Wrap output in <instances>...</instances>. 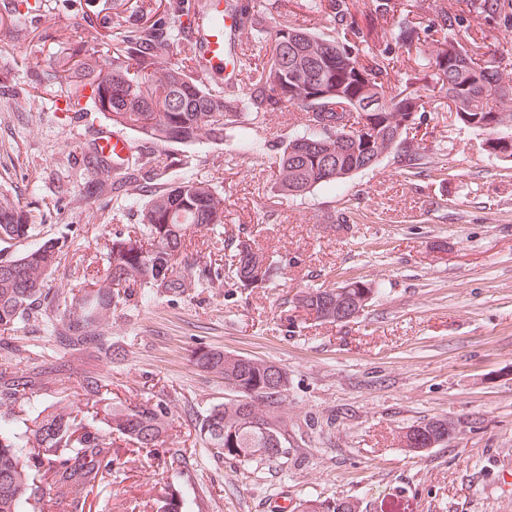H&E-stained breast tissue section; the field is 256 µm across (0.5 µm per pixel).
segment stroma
I'll list each match as a JSON object with an SVG mask.
<instances>
[{
	"label": "stroma",
	"instance_id": "1",
	"mask_svg": "<svg viewBox=\"0 0 512 512\" xmlns=\"http://www.w3.org/2000/svg\"><path fill=\"white\" fill-rule=\"evenodd\" d=\"M269 22L333 32L330 15L302 0H250ZM420 25L427 54L439 48L433 28L454 0H398ZM44 15L18 30L23 0H0V200L40 212L38 240L63 247L55 288L74 285L75 266L95 272L107 239L136 224L135 211L112 200L109 181L83 164L101 113L72 111V90L59 68V46L110 72L99 40L127 0H48ZM500 81L512 84V24L471 21ZM296 111L267 115L252 149L236 130L223 142L189 147L144 142L131 154L154 167L185 158L182 177H205L224 195V235L253 236L283 271L258 288L220 278L204 288L151 291L112 315L106 333L121 356L58 350L42 322L0 333L8 347L32 351L30 367L46 381L95 374L101 401H163L178 417L177 436L148 451L116 441L108 485L91 493L85 512H153L176 489L187 512H299L304 500L336 498L360 512H512L503 470L512 469V162L491 155L485 133L458 123L439 91L419 113L426 166L414 173L385 155L336 188L302 198L272 189L271 159L301 133ZM99 191L87 195L86 187ZM340 219L324 227L328 215ZM375 290L370 305L344 325L319 322L287 300L308 285L346 280ZM218 349L279 364L288 389L274 406L286 442L273 458L245 463L214 456L195 419L223 402V379L191 362L197 349ZM437 418L452 427L446 441L413 449L404 433ZM182 449L185 467L163 466L165 451Z\"/></svg>",
	"mask_w": 512,
	"mask_h": 512
}]
</instances>
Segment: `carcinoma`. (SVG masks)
<instances>
[{"label":"carcinoma","mask_w":512,"mask_h":512,"mask_svg":"<svg viewBox=\"0 0 512 512\" xmlns=\"http://www.w3.org/2000/svg\"><path fill=\"white\" fill-rule=\"evenodd\" d=\"M369 25L390 19L391 40L376 50L366 39H348L355 30L357 0H305L312 13L330 12L339 28L336 35L309 32L289 25L267 26L247 7L239 8L246 38L266 44L262 66L250 58L238 61L243 84L240 110L216 86L200 83L185 67L167 60L174 39L171 4L141 11L140 23L113 37L112 70L90 77L73 54L60 58L74 83L71 97L92 89L87 105L105 115L112 127L127 130L156 144L194 145L224 141L234 127L247 136L251 127L273 112L291 107L303 114L305 130L288 139L276 159L274 189L282 196L303 197L317 188L334 185L374 166L389 152L401 166L419 168L422 154L415 120L430 90L428 79L442 82L456 120L487 132L494 152L512 158L503 139L512 140V85L498 82L496 66L476 57L463 30L464 16L486 22L512 23V0H458L441 11L437 31L444 48L420 55L410 69L394 74L395 52L420 43L419 27L402 15L395 17L393 0H373ZM193 18L217 26L222 16L207 3ZM128 177L114 185L139 212V235L114 236L107 245L103 273L78 292L66 295L48 282L62 260V250L45 241L0 261V332L19 322L51 323L56 345L70 352L94 349L116 357L104 328L112 312L137 290L165 288L175 292L199 288L220 277L219 268L195 257L187 242L203 231L223 234L224 194L206 178L180 179L141 201L128 192ZM36 216L20 205H0V242L20 243L34 236ZM236 257L234 278L243 287L265 284L277 275L279 264L252 238L227 244ZM373 288L352 281L338 289L307 288L297 292L294 308L315 320L343 324L370 303ZM194 365L240 389L241 401L224 400L199 420L200 435L214 454L240 463L255 455L280 453L283 437L272 413L259 412L277 403L262 393L268 361L242 362L238 355L199 349ZM43 386L39 373H19L0 367V512H29L44 497L59 512H84L87 497L101 487L116 462L112 436L140 448L156 447L173 429L174 416L162 403L145 401L121 407L104 406L98 419L82 422L65 405L66 389L55 404L43 407L36 393ZM85 400H95L103 385L87 373L78 383ZM449 433L448 421L432 419L405 434L410 448H429ZM302 512H356L341 500H307Z\"/></svg>","instance_id":"1"}]
</instances>
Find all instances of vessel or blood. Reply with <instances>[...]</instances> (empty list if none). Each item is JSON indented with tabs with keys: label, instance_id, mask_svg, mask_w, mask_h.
<instances>
[{
	"label": "vessel or blood",
	"instance_id": "1",
	"mask_svg": "<svg viewBox=\"0 0 512 512\" xmlns=\"http://www.w3.org/2000/svg\"><path fill=\"white\" fill-rule=\"evenodd\" d=\"M211 5L224 14V26L214 29L202 24L185 28L183 37L195 51L196 71L203 81L234 90L237 78L226 68L228 60L234 58L239 50L243 34L232 11L226 10L224 0H212ZM130 142L124 134L102 127L95 139L93 152L101 159L111 163L113 169H120Z\"/></svg>",
	"mask_w": 512,
	"mask_h": 512
}]
</instances>
